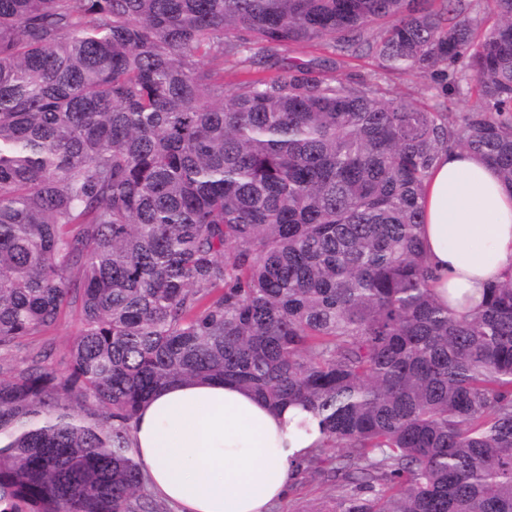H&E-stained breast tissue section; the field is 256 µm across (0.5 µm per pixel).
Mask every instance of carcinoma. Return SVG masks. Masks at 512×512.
Segmentation results:
<instances>
[{"label":"carcinoma","instance_id":"obj_1","mask_svg":"<svg viewBox=\"0 0 512 512\" xmlns=\"http://www.w3.org/2000/svg\"><path fill=\"white\" fill-rule=\"evenodd\" d=\"M473 11L0 0V512H164L131 430L182 379L310 413L288 482L329 485L321 512H512V273L461 313L419 237L442 152L512 190V0ZM301 43L378 71L280 59ZM226 57L276 74L227 91ZM438 74L478 104L386 97ZM67 307L65 371L7 359ZM336 75L359 80L368 77L376 69V61L372 56L346 57L336 54Z\"/></svg>","mask_w":512,"mask_h":512}]
</instances>
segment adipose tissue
Returning <instances> with one entry per match:
<instances>
[{"instance_id": "obj_1", "label": "adipose tissue", "mask_w": 512, "mask_h": 512, "mask_svg": "<svg viewBox=\"0 0 512 512\" xmlns=\"http://www.w3.org/2000/svg\"><path fill=\"white\" fill-rule=\"evenodd\" d=\"M420 226L441 302L475 309L512 271V191L496 169L460 150L428 176ZM298 408L275 410L231 382L156 390L133 426L148 489L177 512H270L293 460L320 437Z\"/></svg>"}]
</instances>
